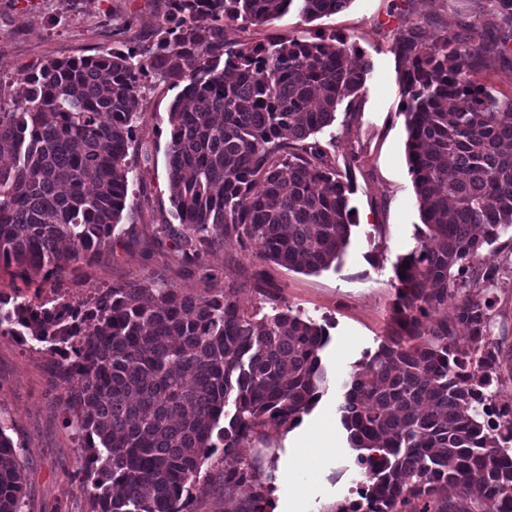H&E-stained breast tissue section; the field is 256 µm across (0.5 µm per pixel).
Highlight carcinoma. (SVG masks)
<instances>
[{
	"mask_svg": "<svg viewBox=\"0 0 512 512\" xmlns=\"http://www.w3.org/2000/svg\"><path fill=\"white\" fill-rule=\"evenodd\" d=\"M351 0H169L146 50L129 47L0 81V264L26 283L62 275L112 246L129 192L146 81L183 85L169 111L168 184L178 224L159 246L181 262L234 240L262 262L319 272L350 239L351 186L315 135L363 88L369 62L334 36L227 40L229 22L264 26L289 10L305 23ZM490 37L464 23L430 37L397 29L408 169L425 226L396 265L393 328L358 365L338 406L359 499L333 512H512V403L497 402L508 329L492 337L502 279L491 246L512 229V97L473 80L512 58V0H487ZM187 294L152 276L49 306L0 293V336L59 356L68 424L79 438L88 512H187L203 465L234 457L268 426L295 427L327 393L326 328L256 283ZM453 311H448V302ZM468 337L461 349L457 336ZM76 380L78 385L70 386ZM0 419V512H25L18 448ZM257 482L243 460L224 485Z\"/></svg>",
	"mask_w": 512,
	"mask_h": 512,
	"instance_id": "obj_1",
	"label": "carcinoma"
}]
</instances>
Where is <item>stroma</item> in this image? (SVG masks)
Returning a JSON list of instances; mask_svg holds the SVG:
<instances>
[{
	"label": "stroma",
	"mask_w": 512,
	"mask_h": 512,
	"mask_svg": "<svg viewBox=\"0 0 512 512\" xmlns=\"http://www.w3.org/2000/svg\"><path fill=\"white\" fill-rule=\"evenodd\" d=\"M167 0H0V80L24 94L21 73L48 59L95 55L112 49L147 45L161 22ZM480 0H351L334 15L311 23L289 11L266 26L229 24V41H264L273 31L307 30L336 35L356 50L357 60L371 69L363 91L343 101L336 120L318 133L330 144L338 165H349L354 191L349 198L354 224L339 263L307 274L259 261L234 241L210 250L201 266L178 264L168 249L149 242L153 226L170 219L167 180L168 113L179 88L153 79L143 91V112L135 131L149 145V159H136V178L121 228L125 236L91 262L72 264L60 281L47 280L43 293L59 287L82 299L98 288L154 275L183 292L194 294L206 274L241 282L240 299L254 296L248 286L254 275L267 277L285 304L327 326L330 341L323 360L334 372L332 388L305 415L301 427L288 431L266 428L262 441L239 449L240 459L268 475L272 465L303 466L299 439L303 429L319 434L329 428L334 446L305 466L304 491L292 501L281 479L263 483L265 512H332L337 503L356 499L353 481L358 455L351 448L336 402L356 362L375 352L392 322L395 265L415 245L420 224L418 202L406 160L407 131L398 61L391 50L402 19H427L432 32L453 34L466 19L478 16ZM55 355L37 343L21 344L0 336V416L21 450L27 477V512H88L79 476L78 439L65 424L66 393L60 385ZM208 477L196 485L189 512H224L225 506L247 503L253 489L224 487V467L204 465Z\"/></svg>",
	"instance_id": "1"
}]
</instances>
